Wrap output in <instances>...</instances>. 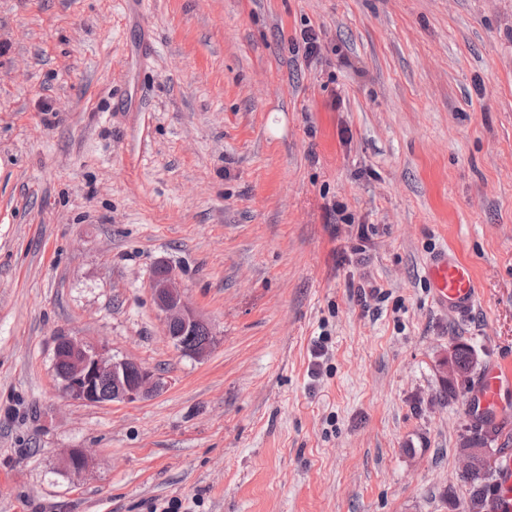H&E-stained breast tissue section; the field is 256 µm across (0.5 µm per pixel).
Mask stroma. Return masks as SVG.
I'll return each mask as SVG.
<instances>
[{
	"label": "stroma",
	"instance_id": "35a3bbf8",
	"mask_svg": "<svg viewBox=\"0 0 512 512\" xmlns=\"http://www.w3.org/2000/svg\"><path fill=\"white\" fill-rule=\"evenodd\" d=\"M441 248L468 315L429 300ZM159 261L217 332L204 359L164 335ZM58 332L163 389L67 401ZM494 364L512 0H0V512H462ZM433 302L449 313L462 314L474 304L478 288L469 267L448 250L433 255L426 269ZM455 349V345H451L448 348V374L450 375L452 380L462 381L468 377L469 373L464 370H470L472 368L474 362V355L471 348L465 344H457L456 352ZM454 362L456 365L454 364Z\"/></svg>",
	"mask_w": 512,
	"mask_h": 512
}]
</instances>
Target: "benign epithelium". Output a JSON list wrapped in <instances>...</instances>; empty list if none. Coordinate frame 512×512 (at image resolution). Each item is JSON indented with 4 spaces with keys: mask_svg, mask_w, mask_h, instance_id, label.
Returning <instances> with one entry per match:
<instances>
[{
    "mask_svg": "<svg viewBox=\"0 0 512 512\" xmlns=\"http://www.w3.org/2000/svg\"><path fill=\"white\" fill-rule=\"evenodd\" d=\"M150 288L155 305L162 313L164 335L180 352L195 359L208 356L216 340L211 324L189 307L177 274L166 264L158 263ZM204 330L207 336L196 338ZM65 361L68 368L59 376L62 396L69 402L99 405L145 400L162 387L160 375L133 359L117 360L108 354L105 344L59 333L54 337V362ZM462 470L486 469L492 460L489 448H459ZM86 448H70L64 456L67 473L80 475L89 466Z\"/></svg>",
    "mask_w": 512,
    "mask_h": 512,
    "instance_id": "7a95c632",
    "label": "benign epithelium"
}]
</instances>
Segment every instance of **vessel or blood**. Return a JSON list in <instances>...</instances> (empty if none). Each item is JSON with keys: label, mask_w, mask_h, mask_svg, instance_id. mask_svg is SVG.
Segmentation results:
<instances>
[{"label": "vessel or blood", "mask_w": 512, "mask_h": 512, "mask_svg": "<svg viewBox=\"0 0 512 512\" xmlns=\"http://www.w3.org/2000/svg\"><path fill=\"white\" fill-rule=\"evenodd\" d=\"M433 302L454 314L467 312L474 304L478 288L469 267L447 251L433 255L426 269ZM470 413L481 420H493L512 412V373L489 368L466 401ZM493 512H512V458L503 463Z\"/></svg>", "instance_id": "vessel-or-blood-1"}]
</instances>
